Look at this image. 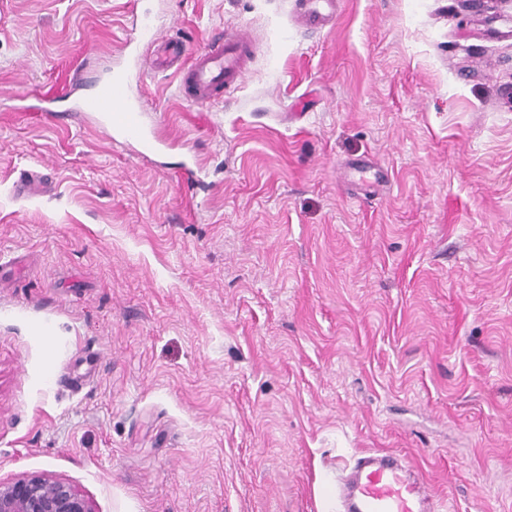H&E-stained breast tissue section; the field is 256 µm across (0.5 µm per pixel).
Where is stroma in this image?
Wrapping results in <instances>:
<instances>
[{
	"instance_id": "35a3bbf8",
	"label": "stroma",
	"mask_w": 512,
	"mask_h": 512,
	"mask_svg": "<svg viewBox=\"0 0 512 512\" xmlns=\"http://www.w3.org/2000/svg\"><path fill=\"white\" fill-rule=\"evenodd\" d=\"M0 0V483L95 512H324L369 450L441 512H512V5ZM146 13L186 58L253 49L229 99L146 67L142 158L16 98L89 93ZM204 170L178 178L183 162ZM383 171L371 190L352 164ZM50 188L25 201L20 170ZM0 512H95L71 484L32 476L0 484Z\"/></svg>"
}]
</instances>
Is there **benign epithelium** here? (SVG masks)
Segmentation results:
<instances>
[{
    "mask_svg": "<svg viewBox=\"0 0 512 512\" xmlns=\"http://www.w3.org/2000/svg\"><path fill=\"white\" fill-rule=\"evenodd\" d=\"M0 512H95L71 484L32 476L0 484Z\"/></svg>",
    "mask_w": 512,
    "mask_h": 512,
    "instance_id": "obj_1",
    "label": "benign epithelium"
}]
</instances>
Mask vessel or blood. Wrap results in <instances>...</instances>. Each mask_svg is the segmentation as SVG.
<instances>
[{
  "instance_id": "vessel-or-blood-1",
  "label": "vessel or blood",
  "mask_w": 512,
  "mask_h": 512,
  "mask_svg": "<svg viewBox=\"0 0 512 512\" xmlns=\"http://www.w3.org/2000/svg\"><path fill=\"white\" fill-rule=\"evenodd\" d=\"M159 30L149 17H141L134 35L123 45V61L94 90L71 99L69 89L53 94V101L72 100L73 109L90 114L114 141L130 146L137 155L160 153L166 146L156 129L146 124L140 92L131 83L141 70L140 47L155 44ZM251 40L240 28L225 30L182 68V90L192 101H211L218 87H233L241 81ZM320 497L326 512H437L440 498L423 474L406 457L384 451L356 457Z\"/></svg>"
}]
</instances>
